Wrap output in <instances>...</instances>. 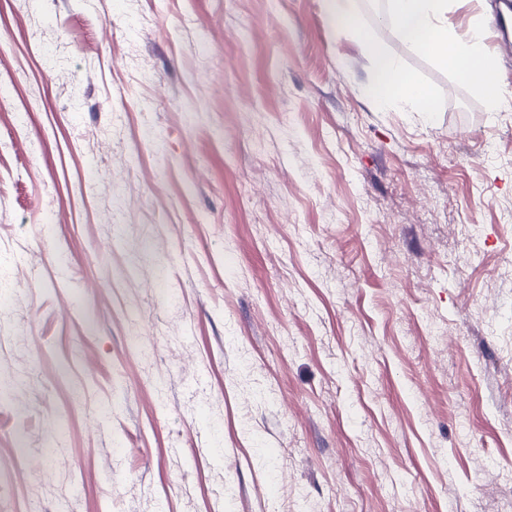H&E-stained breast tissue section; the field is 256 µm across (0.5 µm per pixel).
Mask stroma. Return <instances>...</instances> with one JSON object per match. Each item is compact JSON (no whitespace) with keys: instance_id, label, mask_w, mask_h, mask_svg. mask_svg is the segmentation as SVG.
I'll use <instances>...</instances> for the list:
<instances>
[{"instance_id":"stroma-1","label":"stroma","mask_w":512,"mask_h":512,"mask_svg":"<svg viewBox=\"0 0 512 512\" xmlns=\"http://www.w3.org/2000/svg\"><path fill=\"white\" fill-rule=\"evenodd\" d=\"M356 7L0 0V512H512V52ZM324 2L336 28L354 30L360 27L361 19L355 0H324ZM387 20L395 34L415 53L431 57L460 80L475 84L492 108L499 101L494 59L480 52V24L461 36L448 26V0H388ZM372 56V79L365 87L366 97L376 105H383L392 98L413 103L419 112L433 111L431 95L405 70L401 63L389 55L377 41H369Z\"/></svg>"}]
</instances>
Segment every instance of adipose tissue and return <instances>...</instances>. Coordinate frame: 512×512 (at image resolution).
I'll return each instance as SVG.
<instances>
[{
	"instance_id": "obj_1",
	"label": "adipose tissue",
	"mask_w": 512,
	"mask_h": 512,
	"mask_svg": "<svg viewBox=\"0 0 512 512\" xmlns=\"http://www.w3.org/2000/svg\"><path fill=\"white\" fill-rule=\"evenodd\" d=\"M387 20L395 34L415 53L431 57L439 66L454 72L460 80L475 84L490 106H497L499 88L494 59L481 53L484 36L481 25L458 35L448 25V0H388ZM372 79L366 97L376 105L400 98L419 111H432L431 95L376 41L369 44Z\"/></svg>"
}]
</instances>
